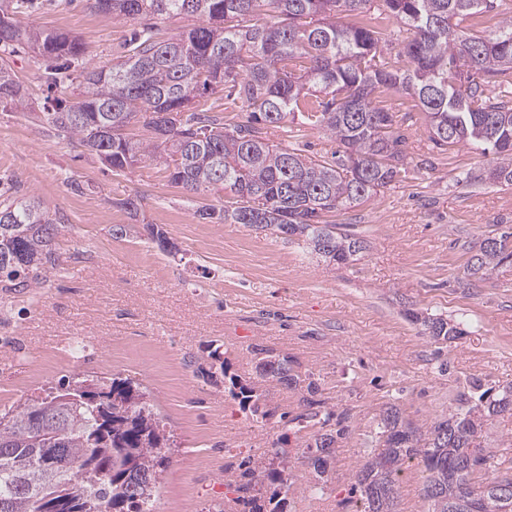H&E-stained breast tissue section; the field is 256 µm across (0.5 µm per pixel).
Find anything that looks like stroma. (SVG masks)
<instances>
[{"mask_svg":"<svg viewBox=\"0 0 512 512\" xmlns=\"http://www.w3.org/2000/svg\"><path fill=\"white\" fill-rule=\"evenodd\" d=\"M19 19L75 35L89 67L123 55L135 27L91 0H31ZM8 61L28 107H0V179L56 212L60 234L44 287L0 293V412L76 373L141 383L176 440L156 512H207L213 503L242 512L234 498L244 461L273 455L285 418L301 410V391L257 374L256 349L296 360L348 428L324 484L301 461L304 439L291 436L293 512H356L352 487L387 406L425 428L460 395L512 383V264L472 288L457 282L470 243L512 226V186L482 179L492 156L478 146L435 148L413 97L374 96L406 136L407 172L328 215L367 243L359 261L334 266L270 232L201 219L199 205L216 195L171 184L162 160L106 167L36 120L47 95L41 59L22 51ZM263 135L320 160L336 149L322 130L298 122ZM129 198L138 214L124 207ZM138 216L162 229L177 254L133 232L113 236ZM408 308L463 322L467 333L434 342L405 317ZM213 346L262 394L269 419L243 410L224 380L196 375L193 361ZM477 442L511 467L512 414L494 417Z\"/></svg>","mask_w":512,"mask_h":512,"instance_id":"35a3bbf8","label":"stroma"}]
</instances>
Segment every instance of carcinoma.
Segmentation results:
<instances>
[{"instance_id": "1", "label": "carcinoma", "mask_w": 512, "mask_h": 512, "mask_svg": "<svg viewBox=\"0 0 512 512\" xmlns=\"http://www.w3.org/2000/svg\"><path fill=\"white\" fill-rule=\"evenodd\" d=\"M0 15V51L28 48L49 65L40 121L97 157L114 171L142 157L164 159L170 182L195 193L222 191L220 206L203 204L198 215L213 224H249L276 236L303 241L311 253L346 265L358 260L364 241L324 217L359 205L405 169V136L394 113L373 104L379 88L416 99L438 148L463 142L487 146L495 165L489 178L512 185V106L486 93L512 69V17L489 34L453 29L459 17L480 18L495 0H379L383 12L410 32L387 58L380 33L348 21L373 0H94L117 20L147 21L135 32L123 59L71 69L83 54L65 32L35 29L16 19L30 0H11ZM266 10L272 20L246 24ZM194 18L168 38L153 19ZM77 86L76 101L52 95ZM229 88L248 113L232 130L215 116L193 111L199 92ZM0 105L26 109L23 87L0 56ZM335 138L334 161H320L269 143L261 136L295 113ZM138 126L131 135L101 130ZM142 232L165 253L173 243L153 224ZM58 218L15 184L0 189V291L39 288L54 269ZM512 263V231L485 237L471 254L460 281L474 286L495 267ZM436 342L464 334L460 323L408 310ZM262 376L289 388L303 382L295 361L262 349ZM196 373L229 380L243 409L263 418L261 395L229 374L219 349ZM296 432L313 424L306 440L307 466L322 479L331 448L347 431L344 418L325 409L314 380L305 385ZM512 413V384L478 403L460 406L423 432L391 406L381 418L375 449L356 474L360 512H397L398 486L406 465L426 473L431 512H512V476L502 474L491 452L474 441L494 416ZM45 440L61 439L62 452L48 469L32 456L37 415ZM170 436L149 394L126 377L111 381L79 373L37 399L0 413V512H153L160 473L169 462ZM288 453H276L242 472L236 485L247 512H286L292 489Z\"/></svg>"}]
</instances>
